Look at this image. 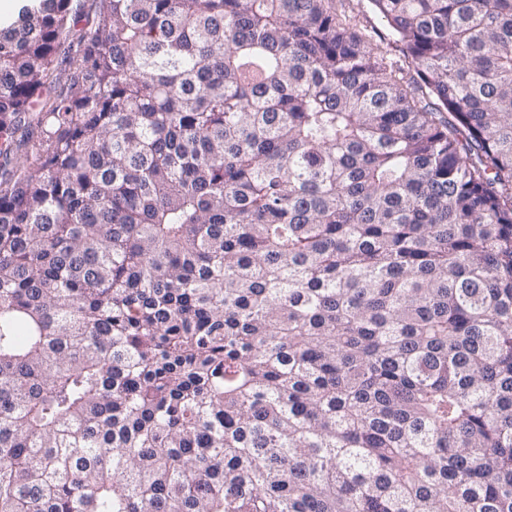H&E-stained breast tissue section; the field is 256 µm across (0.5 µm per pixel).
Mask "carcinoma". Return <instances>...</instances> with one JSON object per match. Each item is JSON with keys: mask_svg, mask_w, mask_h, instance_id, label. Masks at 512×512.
Returning <instances> with one entry per match:
<instances>
[{"mask_svg": "<svg viewBox=\"0 0 512 512\" xmlns=\"http://www.w3.org/2000/svg\"><path fill=\"white\" fill-rule=\"evenodd\" d=\"M372 2L0 25V512H512V0ZM338 11H350L358 14L363 24L373 25L384 34L387 33L386 22L375 11L370 0H334Z\"/></svg>", "mask_w": 512, "mask_h": 512, "instance_id": "carcinoma-1", "label": "carcinoma"}]
</instances>
